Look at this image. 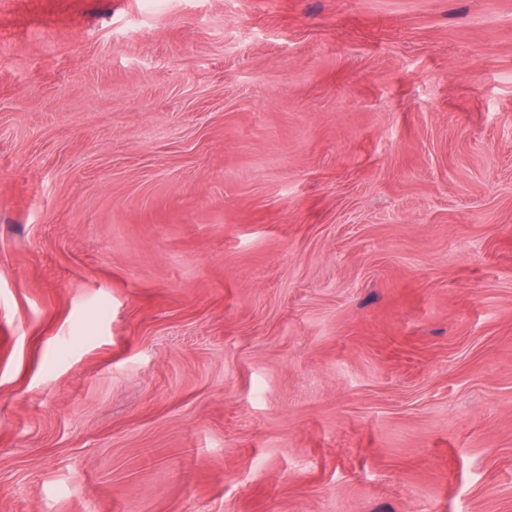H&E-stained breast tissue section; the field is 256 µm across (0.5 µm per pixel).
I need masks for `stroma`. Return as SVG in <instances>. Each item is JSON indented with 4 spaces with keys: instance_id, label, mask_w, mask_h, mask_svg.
<instances>
[{
    "instance_id": "stroma-1",
    "label": "stroma",
    "mask_w": 512,
    "mask_h": 512,
    "mask_svg": "<svg viewBox=\"0 0 512 512\" xmlns=\"http://www.w3.org/2000/svg\"><path fill=\"white\" fill-rule=\"evenodd\" d=\"M0 512H512V0H0Z\"/></svg>"
}]
</instances>
